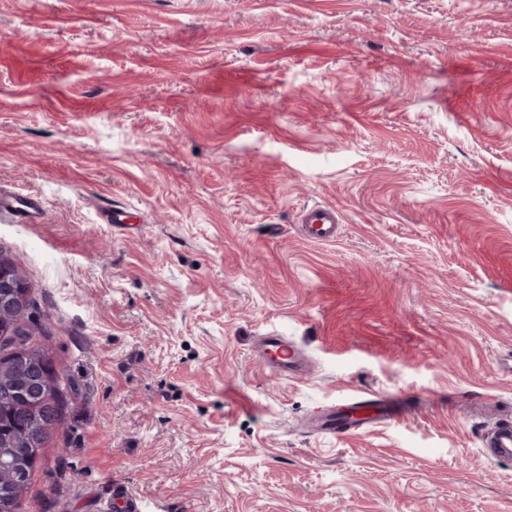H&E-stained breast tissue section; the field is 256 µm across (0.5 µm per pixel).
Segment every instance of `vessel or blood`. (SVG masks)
<instances>
[{
	"label": "vessel or blood",
	"mask_w": 512,
	"mask_h": 512,
	"mask_svg": "<svg viewBox=\"0 0 512 512\" xmlns=\"http://www.w3.org/2000/svg\"><path fill=\"white\" fill-rule=\"evenodd\" d=\"M339 221L335 209L313 206L303 211L305 234L314 240H329ZM262 365L284 377L301 375L304 358L297 345L279 333L264 336L260 351ZM387 415L386 398L375 393L354 394L343 403L322 411L310 424L312 433L342 439L366 430ZM485 454L494 461H512V423L496 427L485 444Z\"/></svg>",
	"instance_id": "b4317fda"
}]
</instances>
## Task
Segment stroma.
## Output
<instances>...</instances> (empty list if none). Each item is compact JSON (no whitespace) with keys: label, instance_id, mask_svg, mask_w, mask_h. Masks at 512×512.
<instances>
[{"label":"stroma","instance_id":"1","mask_svg":"<svg viewBox=\"0 0 512 512\" xmlns=\"http://www.w3.org/2000/svg\"><path fill=\"white\" fill-rule=\"evenodd\" d=\"M0 193L79 390L23 512H512V0H0ZM13 200L16 201V203H18L19 205L23 206V207H26L25 209L22 208V207H18V206H13ZM27 204V205H26ZM16 210V209H21V210H17L20 214H18V216H20L22 218V220L26 221V222H35L38 218H39V215H40V206H39V203L36 199H33V198H27V202L23 199H19L17 200V198H7L5 196H3L2 194H0V210ZM339 217L335 209L313 206L306 208L301 216L305 234L314 240H330L336 234ZM259 357L266 369L281 377L292 378L303 373L302 352L293 341L277 332L264 336ZM387 395L354 394L343 403L322 411L309 425L314 434L342 439L366 430L387 416ZM485 454L494 461H512V423L495 428L485 443Z\"/></svg>","mask_w":512,"mask_h":512}]
</instances>
